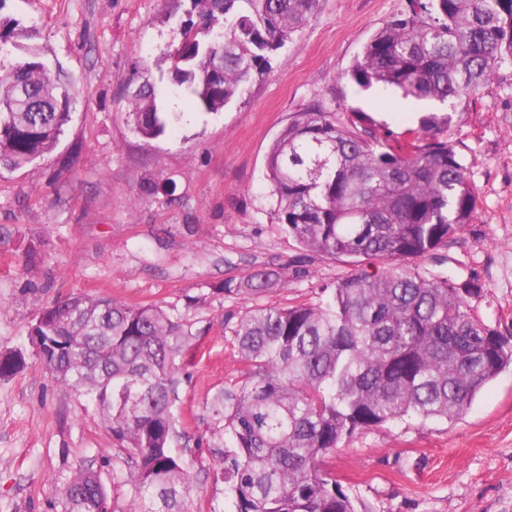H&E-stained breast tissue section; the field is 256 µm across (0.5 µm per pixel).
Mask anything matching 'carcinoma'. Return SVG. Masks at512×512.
I'll return each mask as SVG.
<instances>
[{"label":"carcinoma","mask_w":512,"mask_h":512,"mask_svg":"<svg viewBox=\"0 0 512 512\" xmlns=\"http://www.w3.org/2000/svg\"><path fill=\"white\" fill-rule=\"evenodd\" d=\"M189 2L166 58L173 84L207 112L269 73L277 51L321 9V0ZM17 26L0 18V105L20 102L0 112V167L9 168L55 150L73 105L68 76L37 50L10 59L21 48ZM508 57L512 0H403L346 77L441 108L404 143L377 137L365 112L338 125L320 108L298 113L274 139L265 178L278 226L304 251L353 269L321 288L315 304L251 306L231 328L246 370L210 402L232 447L216 456L230 512H359V496L325 467L337 448L406 419L456 421L512 366V336L465 300L475 289L406 264L435 255L473 220L477 193L446 132ZM157 97L145 80L128 98L144 139L172 121ZM287 277L286 266L259 268L221 291L269 296ZM29 341L126 451L139 512H189L190 477L172 448L178 375L193 346L184 324L158 305L71 294L41 309ZM23 364L20 351L1 357L0 378ZM65 512H108L96 473L81 469L70 480Z\"/></svg>","instance_id":"cac0c4a2"}]
</instances>
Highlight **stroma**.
Here are the masks:
<instances>
[{
	"label": "stroma",
	"mask_w": 512,
	"mask_h": 512,
	"mask_svg": "<svg viewBox=\"0 0 512 512\" xmlns=\"http://www.w3.org/2000/svg\"><path fill=\"white\" fill-rule=\"evenodd\" d=\"M172 0H5L0 17L34 31L33 46L73 81L72 119L57 151L0 168V355L25 364L0 379V512H64L81 467L96 471L109 512H134L125 451L95 408L46 372L29 341L39 309L73 293L131 306L157 304L194 337L174 408L193 479L191 512H227L214 479L217 424L208 403L244 365L230 329L251 299L220 293L259 267H287L270 304L317 301L348 263L306 254L283 234L263 181L266 156L297 113L319 106L345 124L368 113L378 132L417 128L432 104L392 90H362L345 74L401 0H323L319 14L281 48L270 74L218 112L188 104L162 54L181 40ZM148 72L176 121L140 137L126 84ZM478 195L471 224L440 249L458 283H477L472 309L512 335V61L453 117L448 132ZM79 157L62 169L61 153ZM42 260L29 264L28 245ZM371 512H512V368L459 420H406L355 436L327 461Z\"/></svg>",
	"instance_id": "1"
}]
</instances>
